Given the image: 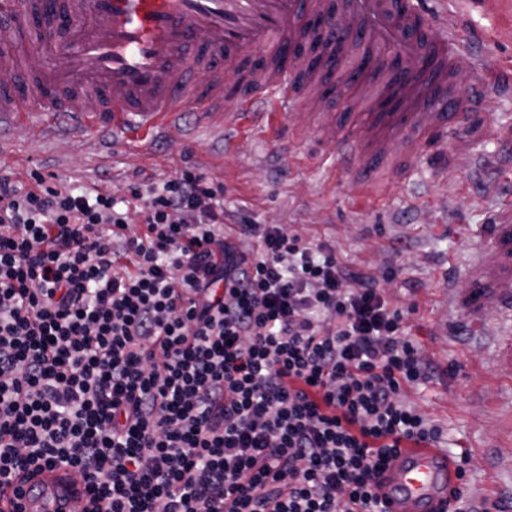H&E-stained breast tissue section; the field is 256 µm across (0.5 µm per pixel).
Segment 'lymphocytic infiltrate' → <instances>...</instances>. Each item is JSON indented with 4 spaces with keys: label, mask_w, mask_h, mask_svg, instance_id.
I'll return each instance as SVG.
<instances>
[{
    "label": "lymphocytic infiltrate",
    "mask_w": 512,
    "mask_h": 512,
    "mask_svg": "<svg viewBox=\"0 0 512 512\" xmlns=\"http://www.w3.org/2000/svg\"><path fill=\"white\" fill-rule=\"evenodd\" d=\"M0 174V485L66 465L78 512H386L376 478L442 429L415 302L195 165L98 187Z\"/></svg>",
    "instance_id": "obj_1"
}]
</instances>
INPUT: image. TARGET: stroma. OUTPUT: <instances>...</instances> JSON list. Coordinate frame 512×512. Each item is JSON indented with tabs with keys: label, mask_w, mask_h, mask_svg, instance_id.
I'll return each mask as SVG.
<instances>
[{
	"label": "stroma",
	"mask_w": 512,
	"mask_h": 512,
	"mask_svg": "<svg viewBox=\"0 0 512 512\" xmlns=\"http://www.w3.org/2000/svg\"><path fill=\"white\" fill-rule=\"evenodd\" d=\"M442 8L459 18L462 48L485 61L482 70L461 69L457 88L487 85L483 119L504 137L474 127L460 148L426 141L386 196L335 171L336 148L317 133L293 147L271 134L228 139L222 116L206 124L191 112L138 155L111 130L84 129L59 112L51 132L20 128L0 141V174L26 185L36 170L122 196L133 174L164 178L189 161L223 184L225 209L329 241L350 266L396 269L388 292L411 290L418 311L409 329L437 366L409 399L443 426L442 448L469 454V495L486 508L512 503V360L499 351L512 319L491 308L486 326L474 328L450 297L468 288L471 259L488 245L486 225L512 215V92L499 88L512 65V0H444ZM398 238L406 247L396 253Z\"/></svg>",
	"instance_id": "obj_1"
}]
</instances>
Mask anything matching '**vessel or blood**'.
Listing matches in <instances>:
<instances>
[{
	"instance_id": "vessel-or-blood-1",
	"label": "vessel or blood",
	"mask_w": 512,
	"mask_h": 512,
	"mask_svg": "<svg viewBox=\"0 0 512 512\" xmlns=\"http://www.w3.org/2000/svg\"><path fill=\"white\" fill-rule=\"evenodd\" d=\"M433 14L424 0H0V128L40 133L50 113L76 112L137 143L183 113L206 122L228 105L231 118H265L297 142L304 127L290 117L300 111L342 168L383 194L404 155L449 125L463 139L482 110L483 85L451 88L462 59L447 22L436 39L423 32ZM326 40L331 52H317ZM401 58L427 68L407 73ZM324 72L352 103L343 121L320 111ZM489 231V257L457 299L477 328L487 304L512 311V224ZM377 482L387 512H446L455 467L441 449L408 447ZM84 498L61 465L0 486V512H72Z\"/></svg>"
}]
</instances>
